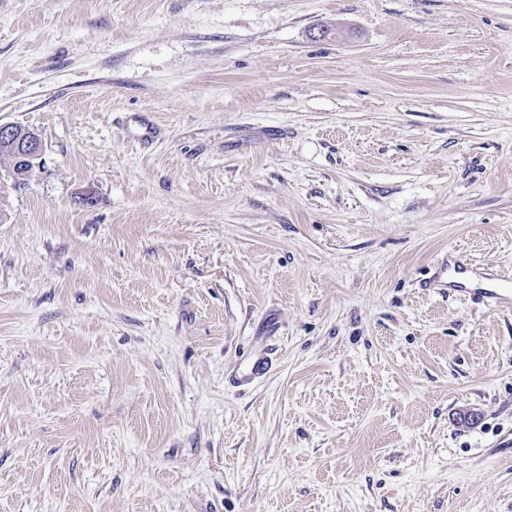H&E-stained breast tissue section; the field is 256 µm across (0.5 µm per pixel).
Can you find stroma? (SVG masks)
I'll return each mask as SVG.
<instances>
[{
    "label": "stroma",
    "instance_id": "35a3bbf8",
    "mask_svg": "<svg viewBox=\"0 0 512 512\" xmlns=\"http://www.w3.org/2000/svg\"><path fill=\"white\" fill-rule=\"evenodd\" d=\"M0 123V512H512V0H0ZM1 149L13 153L30 170L41 155V141L34 132L21 126L0 124Z\"/></svg>",
    "mask_w": 512,
    "mask_h": 512
}]
</instances>
